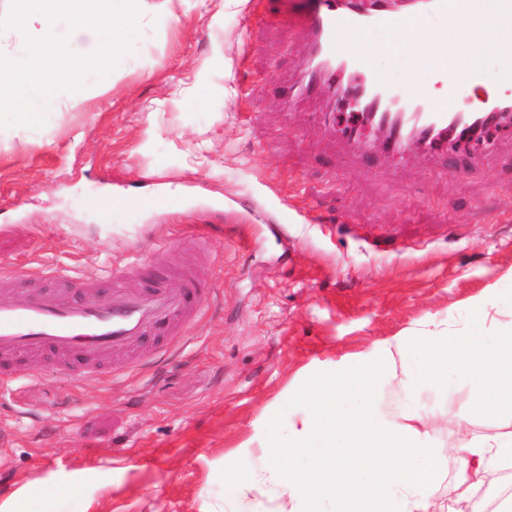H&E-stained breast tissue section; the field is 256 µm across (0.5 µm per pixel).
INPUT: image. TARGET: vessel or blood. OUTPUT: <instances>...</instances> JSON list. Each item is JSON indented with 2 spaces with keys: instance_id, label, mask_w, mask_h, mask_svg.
<instances>
[{
  "instance_id": "b4317fda",
  "label": "vessel or blood",
  "mask_w": 512,
  "mask_h": 512,
  "mask_svg": "<svg viewBox=\"0 0 512 512\" xmlns=\"http://www.w3.org/2000/svg\"><path fill=\"white\" fill-rule=\"evenodd\" d=\"M318 2L310 27L314 52L365 76V109L380 121L418 127L428 145L441 140L450 121L493 116L498 101L483 96L486 79L512 87V59L494 60L488 73L466 64L452 68L447 61L439 62V69L448 73V92L443 96L426 87L415 88L394 71H364L369 56L395 54L401 43L428 38L436 26L453 34L448 43L450 58L474 51L469 30L472 0H424L423 5L401 9L390 8L386 0H371L367 6ZM172 249L169 243L155 246L150 258L140 260L146 276L143 283L134 284L126 274L113 273L104 299L97 288L61 273L60 283L82 288L81 299L29 290L0 300V357L49 354L62 367L81 362L85 374L92 376L111 366L113 358L129 354L134 341L157 328H165L174 339L185 335L213 291L202 286L192 267L159 265V257Z\"/></svg>"
}]
</instances>
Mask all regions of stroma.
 <instances>
[{
    "mask_svg": "<svg viewBox=\"0 0 512 512\" xmlns=\"http://www.w3.org/2000/svg\"><path fill=\"white\" fill-rule=\"evenodd\" d=\"M145 15L104 96L59 104L40 129L0 131V299L30 270L107 290L139 259L178 245L215 294L156 370L112 363L111 380L49 359L10 364L0 383V512H278L262 467L331 372L372 353L389 420L407 399L437 435L457 430L455 388L400 383L425 331L465 333L483 302L489 331L512 321V130L403 153L364 128L350 155L332 94L288 105L311 53L312 0H172ZM256 120H247L248 110ZM185 207L172 215L166 192ZM156 196L116 224L95 196ZM252 488L234 497L235 477Z\"/></svg>",
    "mask_w": 512,
    "mask_h": 512,
    "instance_id": "35a3bbf8",
    "label": "stroma"
}]
</instances>
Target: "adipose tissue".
Returning <instances> with one entry per match:
<instances>
[{"instance_id": "adipose-tissue-1", "label": "adipose tissue", "mask_w": 512, "mask_h": 512, "mask_svg": "<svg viewBox=\"0 0 512 512\" xmlns=\"http://www.w3.org/2000/svg\"><path fill=\"white\" fill-rule=\"evenodd\" d=\"M483 2L474 0L471 15L475 68L490 57L512 58V31L488 25ZM381 379L377 362L359 356L351 372L328 375L309 395L311 412L293 422L287 441L270 442L269 471L288 497L289 512H319L324 501L330 512H433L434 502L413 490L437 482L439 450L414 414L395 423L382 417L376 403ZM451 380L469 395L458 414L460 430L448 440L462 489L457 512H484L474 488L498 464L512 463V323L496 334L482 326L464 335L433 331L413 345L401 379L408 391ZM489 415L503 418L508 431L466 440L472 420Z\"/></svg>"}]
</instances>
